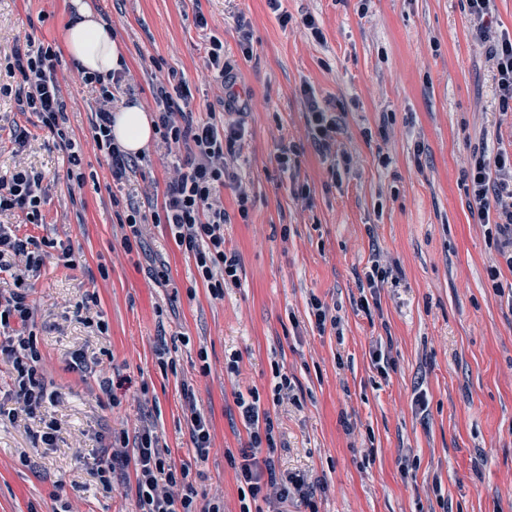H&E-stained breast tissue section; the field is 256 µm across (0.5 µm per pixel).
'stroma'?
<instances>
[{"label":"stroma","instance_id":"obj_1","mask_svg":"<svg viewBox=\"0 0 512 512\" xmlns=\"http://www.w3.org/2000/svg\"><path fill=\"white\" fill-rule=\"evenodd\" d=\"M90 2L147 111L161 79L186 81L203 114L236 96L245 137L233 165L250 194L248 219L233 189L221 201L241 285L213 297L162 225H146L141 245L125 250L117 216L162 201L169 160L149 146L136 174L114 182L93 139L94 95L62 50L66 0H0V64L18 47L61 50L56 77L87 177L68 186L66 153L35 116L16 112L0 67V176L32 169L46 187L41 226L19 212L0 223L56 242L32 281V330L61 393L45 409L59 424L55 447L34 440L37 420L0 426V512H133L134 474L109 492L86 461L112 433L144 423L190 464L200 495L222 492L224 512H239L224 452L247 442L235 395L251 389L279 423L277 470L304 478L318 512H512V297L492 286L489 271L504 261L471 215L463 180L475 146H512V112L499 109L468 0H370L364 12L359 0H283L285 25L267 0ZM308 15L322 40L305 30ZM215 38L234 66L228 87L208 75ZM306 84L340 118L336 152L348 175L335 177L309 136ZM284 149L297 153L287 173L275 160ZM376 263L395 278L365 312L361 282ZM501 282L512 284V273L503 269ZM88 292L98 305L86 325L72 311ZM314 296L340 327H316ZM74 350L111 360L112 400L96 401V373L68 370ZM278 369L294 388L276 406ZM188 387L211 425L204 460L183 415Z\"/></svg>","mask_w":512,"mask_h":512}]
</instances>
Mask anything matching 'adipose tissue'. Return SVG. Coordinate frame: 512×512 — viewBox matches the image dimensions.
<instances>
[{"instance_id":"1","label":"adipose tissue","mask_w":512,"mask_h":512,"mask_svg":"<svg viewBox=\"0 0 512 512\" xmlns=\"http://www.w3.org/2000/svg\"><path fill=\"white\" fill-rule=\"evenodd\" d=\"M65 49L76 66L103 76L127 65L121 45L87 0L70 2ZM112 134L122 149L130 153L147 148L154 128L139 100L127 101L115 110Z\"/></svg>"}]
</instances>
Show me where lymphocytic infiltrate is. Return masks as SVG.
<instances>
[{
  "instance_id": "1",
  "label": "lymphocytic infiltrate",
  "mask_w": 512,
  "mask_h": 512,
  "mask_svg": "<svg viewBox=\"0 0 512 512\" xmlns=\"http://www.w3.org/2000/svg\"><path fill=\"white\" fill-rule=\"evenodd\" d=\"M495 0H469L480 42L489 46V57L496 69L499 106L512 111V35L492 29L489 20ZM59 53L52 45L15 50L6 70L16 78L13 100L16 111L37 116L56 145L68 155L70 184L83 185L85 175L79 167L78 150L67 125V103L56 78ZM82 82L96 96L93 122L94 141L110 160L112 176L123 180L131 172V156L120 149L111 134L112 111L122 88L123 73L108 76L82 72ZM151 94L156 105L153 126L158 145L176 159L175 174L167 183L161 206L142 213L128 207L119 223L130 235L124 246L140 240L142 224L167 225L181 250L192 256L197 271L210 293L223 297L225 289L240 285L239 259L224 248V226L229 217L220 195L239 177L227 162L243 136L242 125L216 115L200 118L191 106L188 86L169 91L155 83ZM310 114L311 139L324 155L332 156L338 120L334 112L321 106L311 87L301 89ZM44 177L41 173L19 169L9 177H0V213H24L29 223H39L44 201ZM468 206L497 244L506 267L512 270V152L505 148L489 150L475 147L464 172ZM48 238L17 236L10 226L0 225V274L9 273L15 289L0 300V362L8 364L14 384L8 394L10 407L0 406V421H16L19 416L43 419L35 437L54 446L58 426L44 420L43 411L56 394L49 391L40 369L42 355L29 325L38 307L28 284L36 273L49 246ZM248 441L240 451L238 479L240 512H251V504L266 501L271 512H288L292 499H307L303 477L278 472L273 459L277 447L275 421L258 391L238 396ZM133 470L135 474V512H224V497L217 494L199 502L198 491L188 463H176L168 447L161 445L149 425H141L135 437L113 435L102 455L94 457L89 473L103 488H111L115 476Z\"/></svg>"
}]
</instances>
